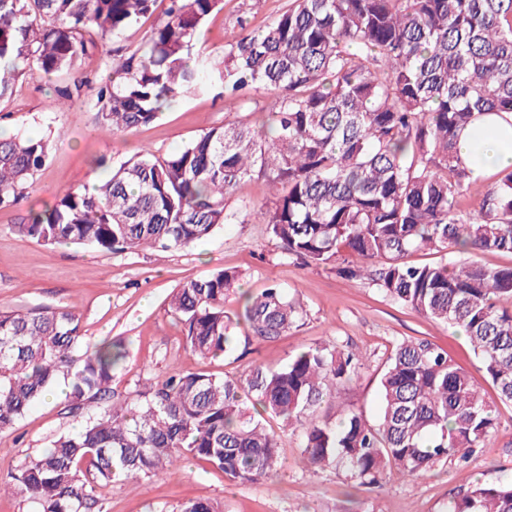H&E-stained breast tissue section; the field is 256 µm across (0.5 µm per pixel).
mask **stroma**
Here are the masks:
<instances>
[{
	"label": "stroma",
	"instance_id": "obj_1",
	"mask_svg": "<svg viewBox=\"0 0 512 512\" xmlns=\"http://www.w3.org/2000/svg\"><path fill=\"white\" fill-rule=\"evenodd\" d=\"M289 0H224L200 34L206 53L221 56L240 22L254 28L271 22ZM61 79H20L14 95L0 102V128L11 133L46 135L56 147L38 172L27 199L0 209V309L66 308L78 313L89 343L121 338L128 357L112 379L115 398L165 379L173 372L205 370L242 374L252 364L278 368L301 349L335 345L363 355L359 379L323 404L320 416L342 409L375 419L377 378L393 345L424 339L447 349L459 365L473 370L485 400L497 406L499 427L485 447L467 461L456 459L406 481L387 479L379 488H360L347 496L345 470L306 468L299 433L282 435V466L257 484L227 481L223 473L195 459L181 460L166 475L116 481L98 488V512H177L190 498H205L219 512H446L449 500L475 481L512 480V404L477 371L466 338L454 329L390 299L365 279L340 277L335 268L306 265L285 257L279 242L260 218L225 224L208 238L182 250L145 248L110 253L77 246L44 245L16 235L29 208L52 204L56 196L83 189L106 177L96 159L117 162L151 149L166 155L179 150L203 130L267 112L271 101L249 95L246 103L221 96L219 90L184 98L154 124L111 136L98 133L90 97L64 99ZM217 269L239 272L244 290L257 294L277 285L297 301L303 316L297 328L273 341L240 340L227 359L204 360L185 344L184 329L168 306L175 288ZM64 397L44 400L24 419L0 430V480L8 479L25 457L36 456L58 435L78 428L66 415Z\"/></svg>",
	"mask_w": 512,
	"mask_h": 512
}]
</instances>
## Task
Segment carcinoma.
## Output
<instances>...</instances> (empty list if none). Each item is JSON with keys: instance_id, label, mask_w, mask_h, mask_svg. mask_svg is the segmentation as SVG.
I'll return each instance as SVG.
<instances>
[{"instance_id": "obj_1", "label": "carcinoma", "mask_w": 512, "mask_h": 512, "mask_svg": "<svg viewBox=\"0 0 512 512\" xmlns=\"http://www.w3.org/2000/svg\"><path fill=\"white\" fill-rule=\"evenodd\" d=\"M157 2L0 0V100L24 76L74 74L94 48L106 58L98 83L76 77L61 94L92 93L102 132L150 125L172 103L216 86L232 98L245 88L272 95L268 124L211 127L164 157L100 158L110 173L93 190L64 193L12 231L112 253L184 249L223 224L247 223L251 208L229 210L225 199L260 179L270 193L260 215L286 255L339 261V275H366L411 310L461 329L478 370L512 403V267L406 261L418 250L512 254V168L494 175L465 219L457 198L473 176L456 149L476 115L512 113V0H292L260 29L241 25L219 59L197 44L222 0H167L145 40L118 45ZM52 149L45 136L0 133V209L26 197ZM238 288L237 272L218 269L173 291L169 308L191 353L225 358L239 326L269 341L302 318L276 287L241 293L242 313L232 318L224 300ZM127 355L120 339L86 344L72 311H0V430L59 381L69 414L101 403L76 431L25 458L0 481V495H23L33 512H94L96 488L158 476L184 457L230 482L260 483L282 464L271 420L302 427L307 466L341 467L356 486L378 487L467 458L498 423L471 373L423 340L393 346L372 423L354 411L317 417L360 377L357 352L337 346H309L278 369L256 364L240 378L177 372L114 401L113 373ZM178 512L218 510L199 498ZM448 512H512V482H477Z\"/></svg>"}]
</instances>
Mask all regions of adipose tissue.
<instances>
[{"mask_svg": "<svg viewBox=\"0 0 512 512\" xmlns=\"http://www.w3.org/2000/svg\"><path fill=\"white\" fill-rule=\"evenodd\" d=\"M458 152L474 176L512 166V114L479 116L460 136Z\"/></svg>", "mask_w": 512, "mask_h": 512, "instance_id": "ef3b65f1", "label": "adipose tissue"}]
</instances>
